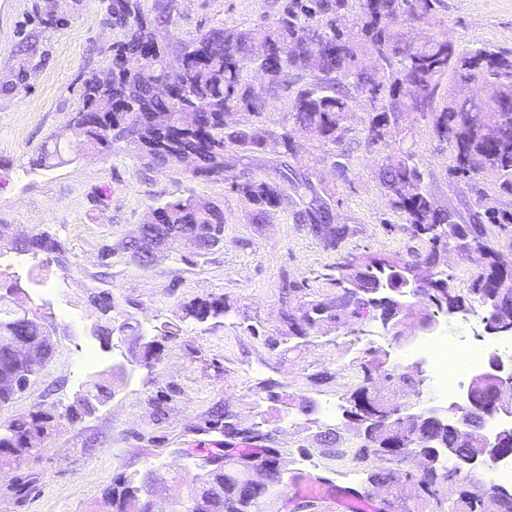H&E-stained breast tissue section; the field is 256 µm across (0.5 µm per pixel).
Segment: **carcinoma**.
Masks as SVG:
<instances>
[{"mask_svg":"<svg viewBox=\"0 0 512 512\" xmlns=\"http://www.w3.org/2000/svg\"><path fill=\"white\" fill-rule=\"evenodd\" d=\"M442 0H281L274 18L245 29H212L183 42L178 51L186 58L182 75L189 88L179 103L168 92L165 61L169 47L159 44L154 58L130 69L127 63L152 39L156 22L170 13V2L159 0L155 17L142 11L139 0H112V21L122 39L112 45V86L98 83L97 74L83 78L79 97L87 109L84 137L72 148L110 153L121 141L137 146L139 159L149 169L173 165L194 178L222 180L252 202L251 220L263 222L274 211L292 207L295 223L317 237L327 250L339 251L352 233L336 223V200L321 183L320 168L333 166L336 176L349 181V155L345 148L351 100L359 89L371 95L367 119V147L378 149L377 181L391 209L405 221L404 230L421 247H409L405 265L423 268L433 279L418 292L426 309L422 318L446 315L463 305L456 293L455 275L439 268L442 253L468 257L471 247L482 251L481 268L470 277L467 292L487 308L485 319L512 320V269L504 266L501 251L489 227L512 231V210L489 204L491 195L512 197V110L496 104L512 100V52L476 49L460 52L453 40L413 36L409 25L430 26ZM360 9L357 32L347 37L336 28V15ZM269 54L266 89L260 96L251 87L252 69L262 53ZM469 77L481 81V94L460 98L458 88ZM292 92L281 119L268 122L271 98ZM199 117L196 130L185 129L178 119L184 105ZM229 110L245 113L249 121L238 126L224 122ZM431 118L435 136L452 150L448 177L464 184L469 196L471 223L459 222L457 212L441 209L428 186L429 173L417 151L418 133L410 116ZM308 138L320 144L321 154L302 162L296 141ZM274 147L282 161L273 178L257 174L245 160ZM157 223L142 226V239L167 246L165 256L198 264L214 252L203 245L224 240V210L213 201L177 198L158 203ZM12 250L30 255L37 274L32 284L43 282L51 267L69 269L68 248L55 233L40 231L12 242ZM121 252L130 262L147 269L151 256L140 241L126 239L117 247L102 249L104 270L92 275L100 283L111 277L107 259ZM398 262L374 256L339 255L326 279L335 291L309 292L302 282L282 280L281 328L264 344L276 349L311 332L338 324L361 323L371 314L395 308L392 297L375 292ZM88 304L99 313L96 335L109 343L112 321L124 315L108 289L96 288ZM229 312L224 298H195L180 307L179 321L204 323ZM180 326L171 322L158 328L157 337L139 345L135 355L145 365L159 362L161 344L176 339ZM22 336L36 356L48 361L55 349L48 328L40 322L9 319L0 313V335ZM375 348L359 362V383L348 397L350 428L359 429L354 403L369 398L376 385H389L402 375L384 367ZM30 381L15 367L11 352L0 346V408L10 405ZM395 405L379 401V413L368 423L365 444L353 447L352 460L371 457L387 466L367 473L366 483L383 494L381 512H398L394 498L403 482L420 490L417 506L405 512H482L478 491L458 479L459 466H441L437 475L403 470L397 465L416 455L417 446L398 453L388 444L399 423L391 417ZM60 423V416L37 406L0 426V461L20 462L39 455ZM208 429L224 434V447L202 457L204 473L188 498L177 502L176 512H278L287 470L271 433L241 432L236 416L216 409L206 420ZM481 426L433 425L424 431L425 443L455 449V460L480 451ZM120 474L103 498L102 512H153L147 497L148 482Z\"/></svg>","mask_w":512,"mask_h":512,"instance_id":"carcinoma-1","label":"carcinoma"}]
</instances>
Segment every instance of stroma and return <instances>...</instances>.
<instances>
[{
	"instance_id": "stroma-1",
	"label": "stroma",
	"mask_w": 512,
	"mask_h": 512,
	"mask_svg": "<svg viewBox=\"0 0 512 512\" xmlns=\"http://www.w3.org/2000/svg\"><path fill=\"white\" fill-rule=\"evenodd\" d=\"M276 0H172L168 21L158 25L159 42L178 47L213 28H246L271 18ZM112 0H0V224L19 234L48 230L65 242L68 271L51 269L44 285L28 283L34 263L0 245V270L23 279L24 291L54 329L55 350L44 371L12 404L0 409V425L33 406L64 410L77 393L123 371L112 397L92 415L62 421L38 457L0 466V512H95L117 474L155 471L151 491L163 512L185 500L200 472L199 459L221 435L205 428L214 408L228 409L239 423H264L272 431L291 471L331 478L336 487L364 484L362 465L322 453L318 433L338 431L351 444L344 409L356 384L351 367L366 349L387 351L398 372L410 371L407 352L427 334L419 316L407 318L400 338L360 335L339 325L316 332L297 350H271L249 332L267 335L280 327L282 277L326 294L325 275L337 253L280 209L265 223L251 222L245 199L223 181L204 180L178 167L146 170L135 145L120 142L110 153L74 156L43 169L36 159L45 141L65 140L79 87L91 70L105 72L113 43ZM448 33L460 51H512V0H443L434 27L425 36ZM418 150L430 172L438 205L466 212L464 195L448 177L447 143L430 132L429 120L414 115ZM351 155V181L323 171L324 187L335 191L339 223L353 230L340 252L405 255L411 241L399 216L377 187L375 156L360 145ZM195 197L224 210V245L203 265L172 258L144 269L114 254L112 287L128 297L131 313L146 337L179 313L181 303L223 296L228 315L205 323H184L178 340L164 343L161 360L147 368L132 356V339L113 335L103 345L89 333L98 315L86 300L91 273L100 269L104 245L117 244L142 224L163 200ZM381 397L404 404L413 414L444 407L434 379L418 393L399 385L381 387ZM164 400L166 415L156 419L151 400ZM309 412H301L300 404ZM26 489H19V482Z\"/></svg>"
}]
</instances>
